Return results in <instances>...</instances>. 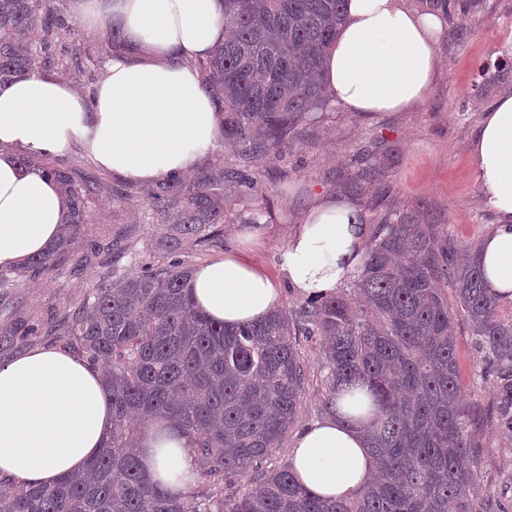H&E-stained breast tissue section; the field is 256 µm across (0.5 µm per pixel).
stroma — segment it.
<instances>
[{
	"label": "stroma",
	"instance_id": "1",
	"mask_svg": "<svg viewBox=\"0 0 512 512\" xmlns=\"http://www.w3.org/2000/svg\"><path fill=\"white\" fill-rule=\"evenodd\" d=\"M444 21L436 46L441 71L424 106L373 118L331 102L307 113L287 155L250 160L257 180L252 195L243 198L225 187L223 247H194L186 250L184 260L197 267L242 249L253 264L279 276L278 251L302 222L314 195L347 194L350 174L361 170L367 177L357 202L365 224L406 215L417 224L446 225L458 247L478 246L496 217L484 204L469 146L485 110L512 95V0H459ZM111 55V49L87 37L55 71L88 95ZM58 162L75 180L89 178L95 184L88 202L89 234L99 248L78 242L53 271L0 288V363L21 349L58 347L51 326L111 270L113 242L136 245V254L121 260L130 271L152 251L157 222L149 207L153 183L113 178L77 144ZM454 334L460 383L472 414L470 432L479 450L470 496L504 504L512 512V437L497 425L495 393L480 376L467 324L456 321ZM11 336L22 337L21 346L9 345ZM301 352L307 382L301 413L286 435L290 442L323 415L320 347L305 341Z\"/></svg>",
	"mask_w": 512,
	"mask_h": 512
}]
</instances>
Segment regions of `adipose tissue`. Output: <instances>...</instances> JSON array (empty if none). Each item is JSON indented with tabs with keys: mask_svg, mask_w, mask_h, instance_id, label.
Instances as JSON below:
<instances>
[{
	"mask_svg": "<svg viewBox=\"0 0 512 512\" xmlns=\"http://www.w3.org/2000/svg\"><path fill=\"white\" fill-rule=\"evenodd\" d=\"M95 35L121 28L127 51L112 55L91 95L60 76L34 70L0 89V268L23 265L58 238L68 212L60 185L21 156H58L81 144L95 164L131 181L192 173L214 149L223 116L193 68L223 44L224 0H75ZM440 13L405 0H346L345 20L321 80L344 109L371 117L423 106L441 68L435 46ZM483 198L497 222L478 258L492 294L512 298V96L484 114L470 146ZM359 204L315 195L304 221L279 252L281 277L242 253L199 266L189 288L197 309L234 327L265 319L282 282L320 299L354 280L362 263ZM344 401L308 425L289 451L305 488L355 498L375 475L360 425ZM112 433V401L100 367L61 349H31L0 365V477L51 485L83 470ZM147 478L184 494L196 474L185 437L164 420L138 438Z\"/></svg>",
	"mask_w": 512,
	"mask_h": 512,
	"instance_id": "obj_1",
	"label": "adipose tissue"
}]
</instances>
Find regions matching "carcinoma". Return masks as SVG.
I'll return each mask as SVG.
<instances>
[{"label":"carcinoma","instance_id":"cac0c4a2","mask_svg":"<svg viewBox=\"0 0 512 512\" xmlns=\"http://www.w3.org/2000/svg\"><path fill=\"white\" fill-rule=\"evenodd\" d=\"M345 0H226L230 37L196 63L222 103L224 137L243 161L280 156L303 115L329 103L317 80L336 38ZM81 33L51 0H0V87L35 59L61 64ZM69 198L57 243L24 270L0 269V287L42 273L91 223L93 183L82 185L45 157L37 161ZM241 194L246 171L216 170L187 184L174 177L151 194L161 219L158 247L139 269L114 268L63 316L59 342L107 368L112 435L83 471L54 485L0 482V512H494L474 509L478 462L450 326L462 317L475 336L482 376L495 388L496 417L512 436V321L498 315L475 252L458 251L442 224L400 217L376 224L361 273L340 295L277 307L261 322L227 328L196 309L188 289L191 246L224 247V181ZM455 305L448 306V291ZM323 353L322 410L336 387L360 388L354 402L373 418L368 451L378 474L358 498L327 500L307 490L292 465L272 463L305 394L300 337ZM166 418L197 461L193 485L171 497L145 476L135 451L140 429ZM250 478L228 496L214 489Z\"/></svg>","mask_w":512,"mask_h":512}]
</instances>
